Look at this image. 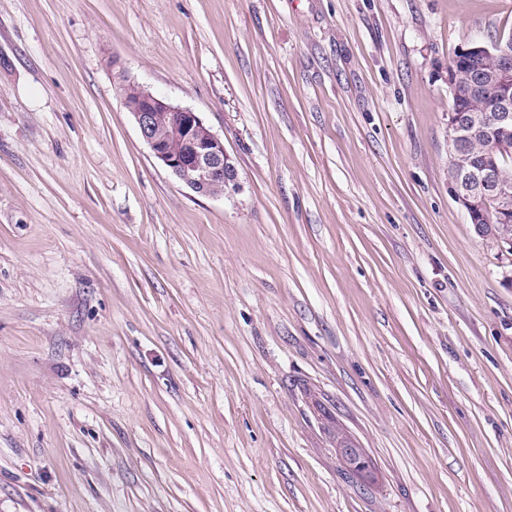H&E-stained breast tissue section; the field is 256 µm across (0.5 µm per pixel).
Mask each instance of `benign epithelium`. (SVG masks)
<instances>
[{
	"instance_id": "1",
	"label": "benign epithelium",
	"mask_w": 512,
	"mask_h": 512,
	"mask_svg": "<svg viewBox=\"0 0 512 512\" xmlns=\"http://www.w3.org/2000/svg\"><path fill=\"white\" fill-rule=\"evenodd\" d=\"M490 57L494 58L491 68L468 77L460 76L455 64L448 65V89L455 93L462 87L469 100L483 107L467 117L454 109L448 112V184L477 229L492 212L497 223H512V180L500 165L501 159L512 156V51L473 40L456 52V59L470 62ZM120 90L142 140L176 180L203 196H222L227 189L237 188V170L224 140L199 113L171 103L125 75ZM478 133L489 134L482 164L473 161L470 150Z\"/></svg>"
}]
</instances>
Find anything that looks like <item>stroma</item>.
Returning a JSON list of instances; mask_svg holds the SVG:
<instances>
[{
  "label": "stroma",
  "mask_w": 512,
  "mask_h": 512,
  "mask_svg": "<svg viewBox=\"0 0 512 512\" xmlns=\"http://www.w3.org/2000/svg\"><path fill=\"white\" fill-rule=\"evenodd\" d=\"M509 32L512 0H0V512H512V251L448 184V61ZM121 71L236 191L155 161ZM122 101L154 159L176 180L203 196L237 188V170L198 112L174 105L128 76H121Z\"/></svg>",
  "instance_id": "stroma-1"
}]
</instances>
